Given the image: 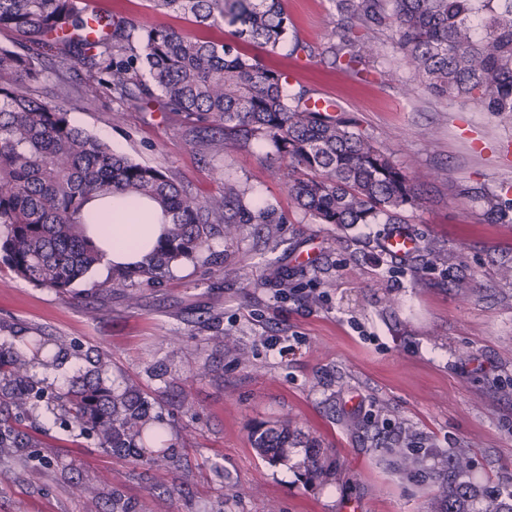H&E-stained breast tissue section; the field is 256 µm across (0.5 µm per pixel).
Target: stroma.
<instances>
[{"instance_id": "stroma-1", "label": "stroma", "mask_w": 512, "mask_h": 512, "mask_svg": "<svg viewBox=\"0 0 512 512\" xmlns=\"http://www.w3.org/2000/svg\"><path fill=\"white\" fill-rule=\"evenodd\" d=\"M100 2L117 18L232 39L150 0ZM284 6L311 53L239 49L335 102L396 164L425 174L419 204L403 213L418 241L412 257L382 249L391 225L313 223L264 146L215 150L208 138L224 127L212 121L191 143L184 114L121 110L100 74L71 70L74 86L95 88L65 100L72 124L200 200L233 182L283 222L272 240L261 224L232 243L215 235L197 259L136 283L134 307L100 266L64 295L0 270V344L29 353L44 341L32 372L47 385L100 357L107 387L133 384L149 397L179 459L148 469L112 458L40 404L21 429L55 466L35 478L1 459L0 512H108L116 488L146 512H441L436 486L385 461L399 437L413 450L470 449L485 490L474 512L512 503V114L430 94L390 20L370 32L376 51L363 76L331 67L336 0ZM484 192L497 194L502 220L487 219ZM440 251L455 254L453 268L436 264ZM280 267L292 276L285 294L271 279ZM461 278L469 290L457 288ZM284 414L326 449L333 473L309 479L301 449L285 465L255 456L250 431Z\"/></svg>"}]
</instances>
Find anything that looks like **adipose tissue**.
Masks as SVG:
<instances>
[{
	"label": "adipose tissue",
	"instance_id": "obj_1",
	"mask_svg": "<svg viewBox=\"0 0 512 512\" xmlns=\"http://www.w3.org/2000/svg\"><path fill=\"white\" fill-rule=\"evenodd\" d=\"M84 217L107 268L142 263L166 230L159 207L148 199L103 196L87 205Z\"/></svg>",
	"mask_w": 512,
	"mask_h": 512
}]
</instances>
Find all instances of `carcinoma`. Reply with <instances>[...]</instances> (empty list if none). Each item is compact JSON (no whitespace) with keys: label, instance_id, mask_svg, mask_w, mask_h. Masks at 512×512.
I'll use <instances>...</instances> for the list:
<instances>
[{"label":"carcinoma","instance_id":"carcinoma-1","mask_svg":"<svg viewBox=\"0 0 512 512\" xmlns=\"http://www.w3.org/2000/svg\"><path fill=\"white\" fill-rule=\"evenodd\" d=\"M159 11L190 14L203 27H229L247 42L289 54L309 51L296 36L282 0H152ZM87 0H0V263L37 286L65 293L98 265L102 255L87 239L82 213L92 199L120 194L155 201L169 224L146 263L112 269V289L157 280L172 265L193 260L217 234L227 241L245 224H273L272 210L245 201L235 184L224 199L200 201L163 171L113 152L75 126L60 104L37 95L47 80L56 97L70 96L67 73L84 66L106 76L127 108L159 106L224 124L220 148L267 144L288 176L297 208L319 224H400L419 201L413 178L373 140L338 114L295 89L288 75L222 41L177 30L97 16L103 32L88 28ZM350 24L332 31V65L357 70L375 52L365 30L391 16L406 62L431 93L474 101L487 112L512 113V0H338ZM142 60L139 70L134 62ZM31 360L0 348V399L14 406L0 418V454L33 471L50 461L26 451L18 425L28 406L48 398L54 421L94 435L112 456L149 468L173 463L156 447L162 438L151 403L137 388L121 392L88 376L45 396L30 375ZM250 443L269 465L285 464L300 444L288 415L255 427ZM304 467L318 476L331 461L306 445ZM396 471L438 487L444 512H471L483 488L472 481L468 448H450L431 467L428 451L411 452L396 439L387 448Z\"/></svg>","mask_w":512,"mask_h":512}]
</instances>
